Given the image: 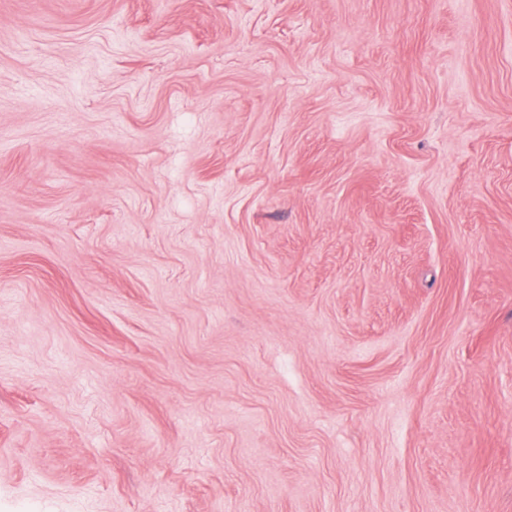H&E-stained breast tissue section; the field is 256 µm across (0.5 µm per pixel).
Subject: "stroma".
<instances>
[{
  "label": "stroma",
  "mask_w": 512,
  "mask_h": 512,
  "mask_svg": "<svg viewBox=\"0 0 512 512\" xmlns=\"http://www.w3.org/2000/svg\"><path fill=\"white\" fill-rule=\"evenodd\" d=\"M0 512H512V0H0Z\"/></svg>",
  "instance_id": "1"
}]
</instances>
